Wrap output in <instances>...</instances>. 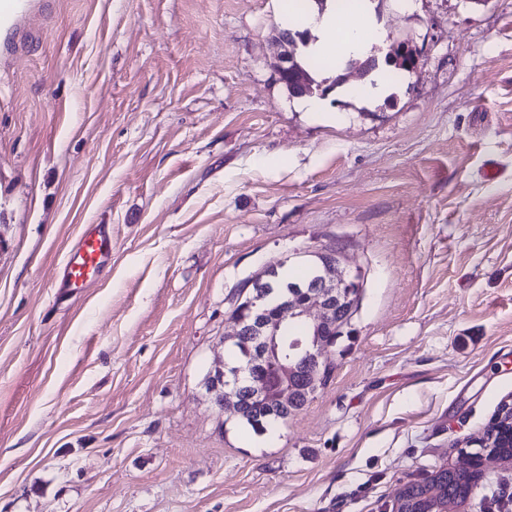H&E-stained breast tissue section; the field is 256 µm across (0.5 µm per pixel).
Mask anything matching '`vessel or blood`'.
I'll use <instances>...</instances> for the list:
<instances>
[{
	"label": "vessel or blood",
	"instance_id": "1",
	"mask_svg": "<svg viewBox=\"0 0 512 512\" xmlns=\"http://www.w3.org/2000/svg\"><path fill=\"white\" fill-rule=\"evenodd\" d=\"M112 265V228L107 224L83 225L61 265L58 286L71 294L100 283Z\"/></svg>",
	"mask_w": 512,
	"mask_h": 512
}]
</instances>
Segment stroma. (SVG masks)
Returning a JSON list of instances; mask_svg holds the SVG:
<instances>
[{
	"label": "stroma",
	"instance_id": "stroma-1",
	"mask_svg": "<svg viewBox=\"0 0 512 512\" xmlns=\"http://www.w3.org/2000/svg\"><path fill=\"white\" fill-rule=\"evenodd\" d=\"M369 3L419 64L322 115L276 78L281 0L0 24V512H393L512 399V0ZM85 224L112 269L63 297ZM324 247L362 275L351 334L255 434L207 374L252 281ZM450 512H512V462Z\"/></svg>",
	"mask_w": 512,
	"mask_h": 512
}]
</instances>
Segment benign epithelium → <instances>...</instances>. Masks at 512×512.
I'll return each instance as SVG.
<instances>
[{"label":"benign epithelium","mask_w":512,"mask_h":512,"mask_svg":"<svg viewBox=\"0 0 512 512\" xmlns=\"http://www.w3.org/2000/svg\"><path fill=\"white\" fill-rule=\"evenodd\" d=\"M309 40L311 35L307 30L279 32L276 72L279 81L294 96L322 90L319 85L313 86L311 78L295 64L299 44ZM377 51L385 53V61L394 64L405 61L412 69L419 62L417 53L404 41H394L388 49L379 47ZM317 258L320 277L307 285L306 290L272 305L264 302L266 293L262 292L249 299L244 314L234 316L236 329L232 343L248 338L246 363L239 369L246 381L232 384L224 361L215 363L208 389L219 409L237 413L247 400L263 402L270 406L265 417L279 420L280 413L293 410L300 392L315 394L329 383L331 374L320 361L329 356V337L352 325L360 306L363 281L359 271L345 266L342 250L327 248ZM298 324L305 327L313 342L306 344L298 340L293 344L297 352L290 353L286 336ZM484 445L486 450L480 458L462 452L468 471L476 474L490 461L512 460V448L506 451L494 448L490 440Z\"/></svg>","instance_id":"1"}]
</instances>
